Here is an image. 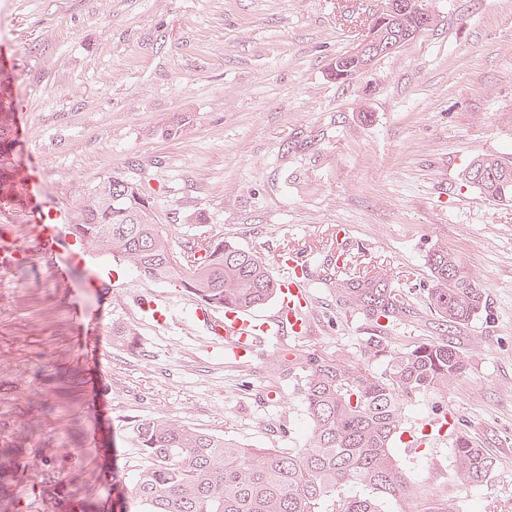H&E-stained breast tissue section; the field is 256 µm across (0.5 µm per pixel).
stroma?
<instances>
[{
    "label": "stroma",
    "instance_id": "stroma-1",
    "mask_svg": "<svg viewBox=\"0 0 512 512\" xmlns=\"http://www.w3.org/2000/svg\"><path fill=\"white\" fill-rule=\"evenodd\" d=\"M384 0H0V76L46 194L69 208L100 176L141 184L175 243L206 236L271 257L304 252L315 280L311 328L248 359L211 350L189 296L124 269L84 296L108 306L99 334L70 308V284L40 263L0 271V448H20L81 497L106 501L141 463L131 422L173 416L259 448H300L308 419L295 375L272 355L314 352L384 367L365 347L377 326L341 308L321 279L338 254L388 276L415 318L393 345L436 339L428 254L457 252L486 308L449 340L468 356L443 394L409 400L405 428L452 414L498 462L459 486L447 444L392 453L414 489L384 512H512V202L460 186L475 157L512 160V0H428L417 36L346 83L336 56ZM171 296L174 319L143 322L140 295ZM133 330L131 346L113 342Z\"/></svg>",
    "mask_w": 512,
    "mask_h": 512
}]
</instances>
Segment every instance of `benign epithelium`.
Listing matches in <instances>:
<instances>
[{
    "label": "benign epithelium",
    "mask_w": 512,
    "mask_h": 512,
    "mask_svg": "<svg viewBox=\"0 0 512 512\" xmlns=\"http://www.w3.org/2000/svg\"><path fill=\"white\" fill-rule=\"evenodd\" d=\"M384 14L385 18L373 17L364 24L357 45L336 57L332 70L342 76L347 69L360 74L369 69L381 53L403 46L434 20L426 0H388Z\"/></svg>",
    "instance_id": "7a95c632"
}]
</instances>
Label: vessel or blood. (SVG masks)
Here are the masks:
<instances>
[{"mask_svg": "<svg viewBox=\"0 0 512 512\" xmlns=\"http://www.w3.org/2000/svg\"><path fill=\"white\" fill-rule=\"evenodd\" d=\"M29 221L33 226L34 249H27L12 239L0 240V266L13 269L27 265L30 251H37L55 277L65 281L71 269L84 264L85 253L80 240L71 230L72 213L68 207L44 197L41 169L38 161L27 164L18 190ZM283 255H275V264L286 262ZM291 262L295 274L288 277L274 273L275 310L264 314L252 309L228 305L216 309L194 303L192 316L208 334L210 344L225 358L241 360L269 341L285 336H298L308 329L303 314L310 300L309 265L301 256ZM138 308L144 319L159 325H168L172 302L167 296L141 299Z\"/></svg>", "mask_w": 512, "mask_h": 512, "instance_id": "obj_1", "label": "vessel or blood"}]
</instances>
